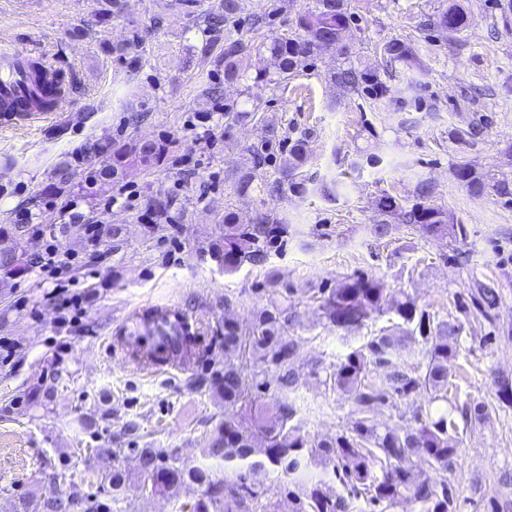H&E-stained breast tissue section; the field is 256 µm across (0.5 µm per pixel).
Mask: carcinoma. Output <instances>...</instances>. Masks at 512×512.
I'll return each mask as SVG.
<instances>
[{
    "instance_id": "carcinoma-1",
    "label": "carcinoma",
    "mask_w": 512,
    "mask_h": 512,
    "mask_svg": "<svg viewBox=\"0 0 512 512\" xmlns=\"http://www.w3.org/2000/svg\"><path fill=\"white\" fill-rule=\"evenodd\" d=\"M96 21L100 22L125 12L128 0H99ZM241 12L240 0H220L218 11L207 16L209 27L236 21ZM356 21L352 0H313L311 6L297 14L295 32L264 36L250 47L242 40L224 38V56L215 60L224 67V79L237 80L243 76L246 53L253 50L270 61V66L257 78L275 84L288 83L295 72L324 51H332L341 63L331 79L346 95H364L379 104L391 100L390 88L384 76L387 69L359 68L351 62V45L342 40V32ZM461 30L469 24L467 12L461 5L429 15L422 28L443 31L448 24ZM144 36L138 27L131 28L120 47L122 54L138 56L143 49ZM384 62H398L408 71L423 68V62L413 43L392 40L381 47ZM259 108L251 111L224 107V123L238 125L256 120ZM279 137L278 129L269 124L261 126L260 144L253 146L252 167L240 174L235 190L240 195L272 193L282 185L302 193L304 183L297 180L298 171L307 155V139L297 138L284 160L282 178L269 184L256 182L254 171L264 164L262 151ZM172 142L166 138L132 140L111 146L98 176L120 180L133 166L152 167L170 152ZM456 178L474 195L492 190L499 195L512 193L505 179H493L466 164L455 170ZM86 192L88 187L74 181L68 165L58 164L51 172L44 193L65 196ZM434 186L428 180L416 185L415 202L384 194L376 199L375 220L369 232L377 239L387 236L390 224H418L427 233L437 236L448 231V212L432 204ZM284 221L268 213H260L251 224H241L235 212L224 211V242L219 258L224 271L231 273L245 262L260 263L265 239L284 233ZM28 225L12 224L0 230V242L12 243V250L0 253V275L16 276L24 271L26 251L22 246ZM484 304L476 307L483 319L490 318L489 309L498 298L497 289L489 283L477 284ZM321 307L325 318L336 328H358L374 315L392 310L406 325L399 336L384 334L373 338L365 348L347 354L336 364L326 381L351 399L355 419L347 430L330 438L311 440L301 433V426L292 424L296 409L287 401H276L272 408H258L244 413L242 405L256 377L269 367L279 372L284 391L292 390L298 378L291 367L297 353V343L290 329L298 313L288 306V300L274 302L257 316L250 329L236 321L224 319V353L240 352L242 360L224 361V368L214 372L216 392L224 398V422L210 434L208 452L227 465L244 464L256 477L271 466L288 477V491L294 503L293 512H352L353 500L362 497L373 505L393 503L411 498L420 503L424 512H457L453 490L447 483H436L419 463L431 469L448 471L455 463L460 430L468 429L473 420H483L486 408L471 409L448 402V360L456 358L449 342L451 331L445 323H436L420 309L410 296L387 291L384 284L369 277L348 278L323 297ZM423 347V361L411 368L401 369L402 360L412 344ZM132 355L146 366L166 360L185 363L200 357L191 332L175 329L168 341L152 348H136ZM371 364L387 367L383 379L368 378ZM497 399L512 405V378L495 380ZM419 387L431 392L430 406L415 415L416 425L402 429L380 425L374 415L384 405L389 393L408 396ZM141 472L148 477L142 490L158 494L176 485L195 484L203 487L202 498L192 504H181L178 512H277V505L265 500L258 485L245 488L237 483L212 480L201 468L186 466L180 459L159 448H142L139 452ZM335 475L350 487L351 496L337 493L328 480ZM78 492L66 498H56L28 506V512H70Z\"/></svg>"
}]
</instances>
